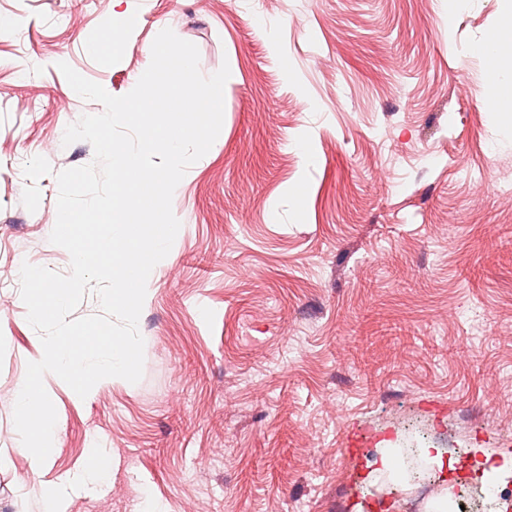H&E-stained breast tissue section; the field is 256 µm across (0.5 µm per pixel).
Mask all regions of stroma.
<instances>
[{"instance_id":"stroma-1","label":"stroma","mask_w":512,"mask_h":512,"mask_svg":"<svg viewBox=\"0 0 512 512\" xmlns=\"http://www.w3.org/2000/svg\"><path fill=\"white\" fill-rule=\"evenodd\" d=\"M136 24L103 53L100 32ZM512 0H0V512L112 472L66 512H426L485 489L475 447L512 452V90L474 49ZM203 75L228 64L224 119L175 189L152 270L138 383L44 386L58 432L40 478L8 398L42 351L20 268L70 271L50 242L58 172L90 164L68 124L101 111L57 68L130 92L163 29ZM416 419L455 472L366 479Z\"/></svg>"}]
</instances>
